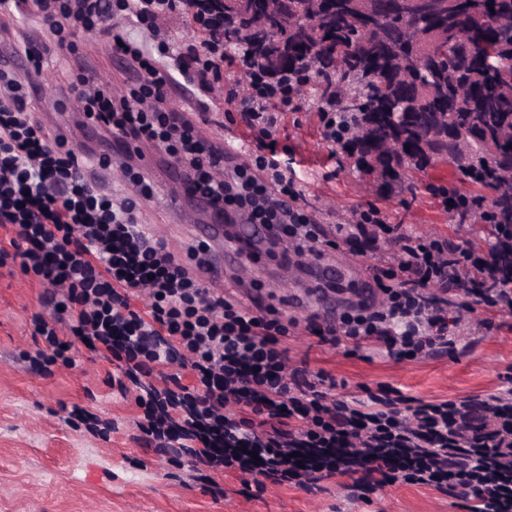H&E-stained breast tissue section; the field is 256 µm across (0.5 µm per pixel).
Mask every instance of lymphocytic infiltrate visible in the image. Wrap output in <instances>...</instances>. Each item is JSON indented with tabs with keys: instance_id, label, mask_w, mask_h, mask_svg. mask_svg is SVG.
<instances>
[{
	"instance_id": "lymphocytic-infiltrate-1",
	"label": "lymphocytic infiltrate",
	"mask_w": 512,
	"mask_h": 512,
	"mask_svg": "<svg viewBox=\"0 0 512 512\" xmlns=\"http://www.w3.org/2000/svg\"><path fill=\"white\" fill-rule=\"evenodd\" d=\"M33 2L48 40L19 43L29 60L24 74L0 69V267L19 266L44 289L45 311L32 320L42 345L25 355L29 369L66 359L80 343L114 359L137 391L138 426L147 437L163 448L189 442L195 466L254 478L260 492L269 482L302 488L339 474L365 487L469 486L468 512H512L511 372L502 376L505 392L481 403L424 401L383 383L360 398H336L329 373L293 364L295 319L205 286L195 270L210 263L208 246L193 244L179 257L145 224L140 201L151 197L153 184L131 159L140 144L152 143L175 157L189 195L208 201L225 223L242 217L278 230L287 242L283 266L322 256L319 222L299 206L277 160L276 112L292 104L294 80L268 81L248 59L230 56L205 6L211 38L188 58L159 28L182 15L184 0ZM128 20L157 36L154 49L125 38ZM89 29L147 75L116 96L79 60L68 85L83 102L86 123L112 135L113 151L98 164H118L133 197L90 181L67 134L50 131L32 110L48 49L75 53L76 31ZM228 65L249 75L239 107L256 132L234 164L223 147L200 138L192 116L169 105L174 75L207 91L223 83ZM338 230L349 240L390 236L392 262L373 270L386 301L353 307L334 324H313L319 345L376 342L392 359H420L454 345L457 324L448 318L445 292L512 311V274L500 276L496 288L482 286L492 252L394 234L375 207ZM434 286L442 295L431 294ZM145 294L148 304L137 308ZM173 362L189 369L192 385H155ZM233 405L238 416L226 415Z\"/></svg>"
}]
</instances>
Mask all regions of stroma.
<instances>
[{"instance_id":"obj_1","label":"stroma","mask_w":512,"mask_h":512,"mask_svg":"<svg viewBox=\"0 0 512 512\" xmlns=\"http://www.w3.org/2000/svg\"><path fill=\"white\" fill-rule=\"evenodd\" d=\"M77 46L102 80L115 91L134 84L124 61L96 35L82 32ZM169 104L205 113L202 131L217 143L243 144L251 131L240 112L214 96H201L195 86L175 79ZM279 166L301 192L300 203L320 222L330 247L326 254L294 273L282 271L269 250L224 274V287L242 295L239 281H255L262 300L287 299L298 326L288 340L293 357L309 369L330 372L337 397L359 394L361 386L379 382L425 400L482 398L498 394L500 377L512 368V313L471 304L462 320L463 336L453 350L438 349L419 361H395L379 346L328 349L308 329L315 315L313 298L294 302L298 289H321L323 267L340 270L334 295L338 311L378 300L370 268L382 263L384 241L363 238L347 242L336 233L354 223L369 207H378L387 223L460 247L490 248L494 236L487 225L459 221L441 203L444 190L466 195L468 184L443 168L418 175L413 190L400 193L368 187L352 159L322 137L314 99L295 98L282 113ZM151 172L154 198L141 202L144 221L165 235L175 248L191 243V235L160 206L166 189H177L179 170L161 150ZM42 290L23 274L0 269V512H466L461 500L406 484L380 487L363 498L351 479L338 476L308 488L267 486L246 497L236 475L210 479L172 462L166 449L144 440L134 425L140 410L134 389L123 390L115 364L90 358L74 345L72 366L58 363L49 371L27 368L22 354L35 350L32 316L41 313ZM84 408L112 425L108 437L86 424L67 425L63 408Z\"/></svg>"}]
</instances>
